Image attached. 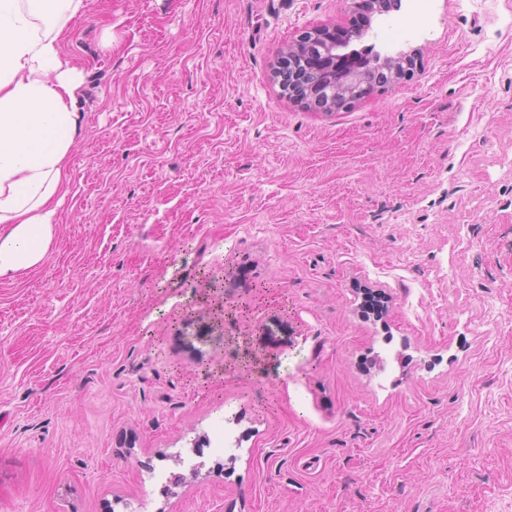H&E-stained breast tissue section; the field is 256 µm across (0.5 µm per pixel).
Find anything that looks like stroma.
I'll return each mask as SVG.
<instances>
[{"label": "stroma", "mask_w": 512, "mask_h": 512, "mask_svg": "<svg viewBox=\"0 0 512 512\" xmlns=\"http://www.w3.org/2000/svg\"><path fill=\"white\" fill-rule=\"evenodd\" d=\"M351 3L84 0L54 245L0 283V512H512V0L374 16L413 73L290 101Z\"/></svg>", "instance_id": "35a3bbf8"}]
</instances>
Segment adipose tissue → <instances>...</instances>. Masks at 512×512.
I'll return each mask as SVG.
<instances>
[{
  "label": "adipose tissue",
  "instance_id": "ef3b65f1",
  "mask_svg": "<svg viewBox=\"0 0 512 512\" xmlns=\"http://www.w3.org/2000/svg\"><path fill=\"white\" fill-rule=\"evenodd\" d=\"M84 0H0V282L40 263L81 114L60 41Z\"/></svg>",
  "mask_w": 512,
  "mask_h": 512
}]
</instances>
